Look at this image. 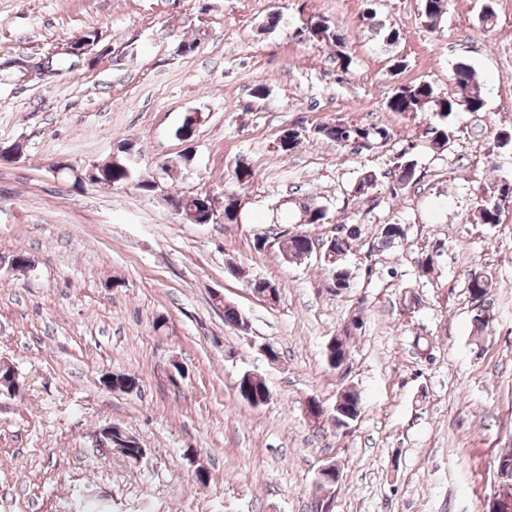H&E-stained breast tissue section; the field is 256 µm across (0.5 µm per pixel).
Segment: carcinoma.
Wrapping results in <instances>:
<instances>
[{"mask_svg": "<svg viewBox=\"0 0 512 512\" xmlns=\"http://www.w3.org/2000/svg\"><path fill=\"white\" fill-rule=\"evenodd\" d=\"M448 9V0H420V17L424 26L433 28L441 21ZM310 22L314 23L313 31L309 37L316 41L333 44L336 46V63L344 71L349 70L352 58L344 51L346 48L347 36L343 31L331 25L323 17H312ZM454 92L446 97L436 94L431 83L424 81L413 84H402L392 89L390 96L385 101L386 107L398 114L415 116L420 112H436L441 117L447 118L458 109H465L469 112H480L484 108V100L481 97L474 80L471 66L460 61L456 63L453 72ZM329 140L339 145H348L354 140L365 141L364 148L373 149L378 144L386 143L391 134L389 129L377 126H366L360 124H348L344 121H337L331 124L316 126L310 130L303 127L295 129V135L291 143L282 146V150L288 151L295 147L301 139ZM398 168L397 184L408 186L415 179V164L411 159H401L396 163ZM135 182L137 188L142 192H149L152 182L142 175L136 174L133 162L126 158L116 164L105 168L103 174L99 175L98 182L112 186H123L129 182ZM512 194V184L503 185L498 182L486 187L477 197L475 216L480 224H498L504 211L502 199ZM301 211L307 213V223L323 224L327 219L326 209L312 202L300 203ZM403 235V229L399 224H384L378 229L377 238L381 247L393 245ZM283 240L279 242L281 254L286 260H293L306 256L313 251L314 243L311 238L303 233L290 235L282 232ZM354 234H349L336 247L338 258L324 261V267L332 276L334 286L340 290L350 285L351 272L344 264L342 254L349 251ZM493 285L492 275L482 272L480 276H472L468 281L467 291L475 303L485 300ZM347 353L346 339L339 337L327 344L326 358L333 361L335 367H340L345 360ZM238 389L249 391L250 395L265 397L269 388L263 379L243 375L239 379ZM342 401L336 408L330 409V414L336 420V426H349L357 420L361 414L362 400L360 394L352 387L345 388L341 393Z\"/></svg>", "mask_w": 512, "mask_h": 512, "instance_id": "carcinoma-1", "label": "carcinoma"}]
</instances>
